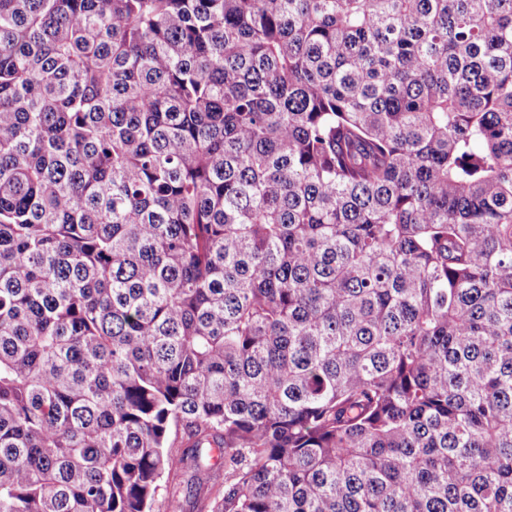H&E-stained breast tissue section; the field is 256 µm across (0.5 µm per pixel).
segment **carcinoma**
<instances>
[{"instance_id": "cac0c4a2", "label": "carcinoma", "mask_w": 512, "mask_h": 512, "mask_svg": "<svg viewBox=\"0 0 512 512\" xmlns=\"http://www.w3.org/2000/svg\"><path fill=\"white\" fill-rule=\"evenodd\" d=\"M512 512V0H0V512Z\"/></svg>"}]
</instances>
